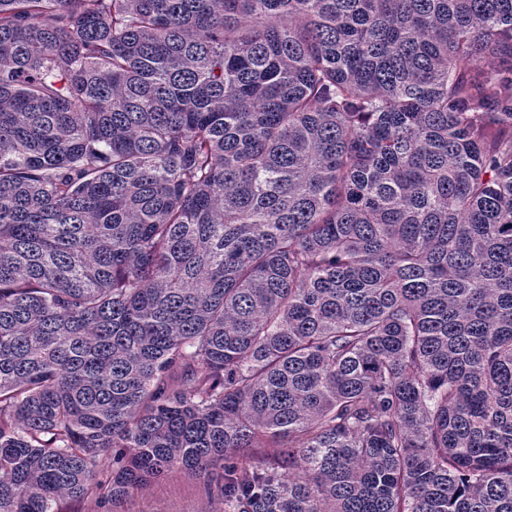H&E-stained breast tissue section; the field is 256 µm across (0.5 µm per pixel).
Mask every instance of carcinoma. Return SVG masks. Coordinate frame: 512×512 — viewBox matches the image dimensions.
<instances>
[{"label": "carcinoma", "instance_id": "cac0c4a2", "mask_svg": "<svg viewBox=\"0 0 512 512\" xmlns=\"http://www.w3.org/2000/svg\"><path fill=\"white\" fill-rule=\"evenodd\" d=\"M506 85L512 0H0V512H512ZM66 512H223L224 506L208 492L206 480L173 470L121 500L65 502Z\"/></svg>", "mask_w": 512, "mask_h": 512}]
</instances>
